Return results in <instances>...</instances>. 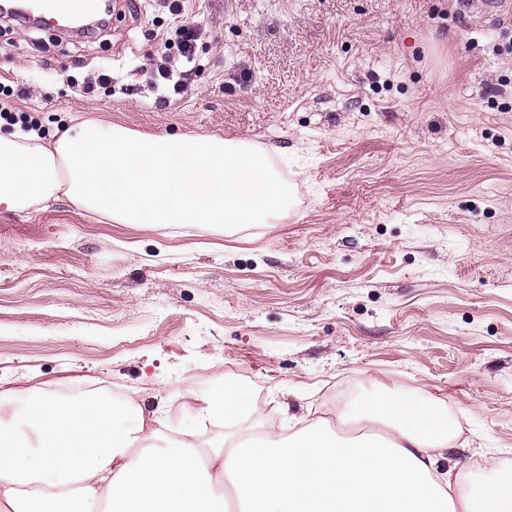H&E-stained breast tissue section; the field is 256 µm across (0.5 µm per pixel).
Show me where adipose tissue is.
I'll use <instances>...</instances> for the list:
<instances>
[{"mask_svg":"<svg viewBox=\"0 0 512 512\" xmlns=\"http://www.w3.org/2000/svg\"><path fill=\"white\" fill-rule=\"evenodd\" d=\"M288 184L247 140L156 135L93 119L50 139L0 133V208L40 212L65 199L114 224H268ZM250 390L228 383L202 416L249 413ZM230 455L159 440L138 393L122 403L21 385L0 392V512H512V477L460 489L469 463L448 455V417L416 392L392 391L340 410L383 437L342 441L305 425Z\"/></svg>","mask_w":512,"mask_h":512,"instance_id":"ef3b65f1","label":"adipose tissue"}]
</instances>
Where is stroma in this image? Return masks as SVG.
<instances>
[{
	"label": "stroma",
	"mask_w": 512,
	"mask_h": 512,
	"mask_svg": "<svg viewBox=\"0 0 512 512\" xmlns=\"http://www.w3.org/2000/svg\"><path fill=\"white\" fill-rule=\"evenodd\" d=\"M114 0L95 34L0 20V89L42 136L93 117L274 147L292 205L273 224H104L67 200L0 212V391L184 390L243 381L237 425H163L225 450L296 411L339 422L410 389L512 469V0ZM207 37L181 93L156 75L176 19ZM110 75V83L99 80Z\"/></svg>",
	"instance_id": "1"
}]
</instances>
